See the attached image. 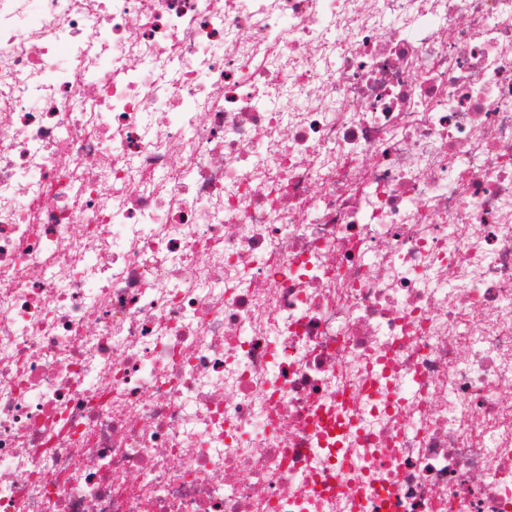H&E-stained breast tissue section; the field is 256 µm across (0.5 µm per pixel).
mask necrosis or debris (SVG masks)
<instances>
[{
  "label": "necrosis or debris",
  "instance_id": "4bbe7bcc",
  "mask_svg": "<svg viewBox=\"0 0 512 512\" xmlns=\"http://www.w3.org/2000/svg\"><path fill=\"white\" fill-rule=\"evenodd\" d=\"M0 512H512V0H0Z\"/></svg>",
  "mask_w": 512,
  "mask_h": 512
}]
</instances>
